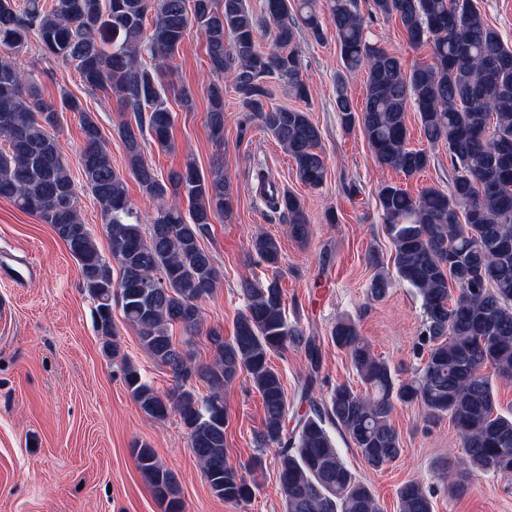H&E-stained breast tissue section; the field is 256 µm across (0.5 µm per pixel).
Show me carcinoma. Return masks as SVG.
<instances>
[{"mask_svg": "<svg viewBox=\"0 0 512 512\" xmlns=\"http://www.w3.org/2000/svg\"><path fill=\"white\" fill-rule=\"evenodd\" d=\"M373 8L398 20L410 45L430 46L432 62L407 70L399 56L372 42L358 0H265L259 14L246 0H0V139L8 143L0 149V198L51 225L65 243L95 303L104 347L121 357L133 401L154 420L179 417L204 478L227 502L253 494L228 464L224 443V387L240 379L263 401V428L254 442L277 448L284 512H380L371 488L345 465L328 426L350 439L369 468L381 470L403 450L393 412L412 404L423 406L426 428L446 418L459 436L463 452L433 467L448 497L481 475L512 480V409L500 408L494 382L512 379V46L473 0H373ZM191 27L205 43L211 139L224 140L227 78L241 107L285 149L311 188L322 186L327 174L321 132L302 110L265 106L263 86L275 76L295 97H308L296 45L303 31L317 42L336 38L343 67L365 71L362 108H354L339 79L336 112L343 129L364 130L379 167L410 179L434 162L428 149L410 147V109L428 145L448 148V189L429 186L412 195L392 182L378 188L394 273L370 254L376 272L365 295L383 301L399 283L419 298L418 363L409 378L375 354L353 319L340 318L330 339L348 355L363 389L339 384L317 397L320 343L300 322L288 324L275 276L242 283L245 311L230 339L204 328L201 304L213 295L219 273L201 241L234 211L224 160L216 157L206 173L188 162L165 176L146 157L152 146L173 148L175 115L164 72ZM262 29L272 35L266 52L258 45ZM32 37L45 53L73 65L85 86L116 97L130 113L117 133L129 174L156 202L149 224H140L95 113L75 97H63L59 108L37 98L36 75L17 63ZM60 108L77 115L83 133L79 170L101 206L109 259L82 219L75 181L52 134ZM257 179L268 206L288 219V235L307 241L310 224L300 198L273 192L275 184L261 171ZM249 248L278 269L282 249L275 236L258 233ZM113 261L121 271L116 283ZM116 304L142 349L169 369L172 391H160L120 355ZM176 325L184 333L179 343ZM202 336L212 349L207 363L193 351ZM290 347L304 353L308 368L292 404L270 364V355ZM197 381L208 394L199 393ZM132 455L164 512H184L175 476L154 449L141 444ZM433 495L432 486L409 480L397 489L398 512H433Z\"/></svg>", "mask_w": 512, "mask_h": 512, "instance_id": "obj_1", "label": "carcinoma"}]
</instances>
